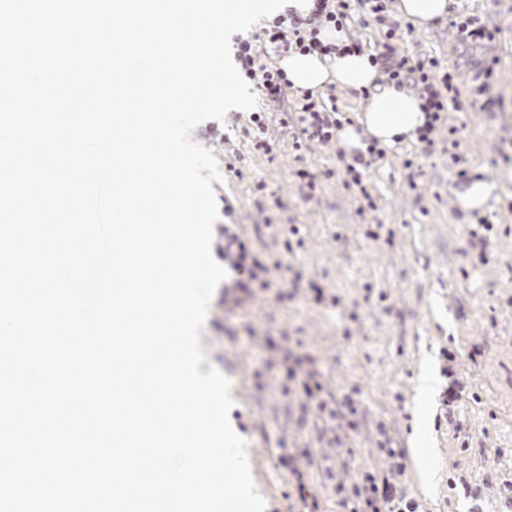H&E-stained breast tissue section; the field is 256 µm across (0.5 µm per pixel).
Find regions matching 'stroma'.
Returning <instances> with one entry per match:
<instances>
[{
	"mask_svg": "<svg viewBox=\"0 0 512 512\" xmlns=\"http://www.w3.org/2000/svg\"><path fill=\"white\" fill-rule=\"evenodd\" d=\"M453 8L492 41L461 43L445 17L426 28L401 20L393 45L453 75L456 134L386 148L361 185L347 184L338 142L295 148L304 99L290 89L257 104L270 115L271 152L244 135L246 112L192 133L224 177L213 186V258L223 261L231 224L257 261L217 286L201 344L231 383L230 422L266 512H306L301 482L322 512H346L352 482L388 471L384 441L404 454L419 512H495L512 477V0ZM475 182L492 193L461 210L457 195ZM486 223L487 249H471ZM427 359L436 386L418 437L412 409ZM454 376L468 394L448 421L440 399ZM309 377L320 387L311 400L300 393ZM346 392L353 408L338 404ZM419 447L431 451L425 474Z\"/></svg>",
	"mask_w": 512,
	"mask_h": 512,
	"instance_id": "35a3bbf8",
	"label": "stroma"
}]
</instances>
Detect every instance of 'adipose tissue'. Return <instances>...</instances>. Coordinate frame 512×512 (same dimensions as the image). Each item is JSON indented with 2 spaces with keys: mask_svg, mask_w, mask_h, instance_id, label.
I'll use <instances>...</instances> for the list:
<instances>
[{
  "mask_svg": "<svg viewBox=\"0 0 512 512\" xmlns=\"http://www.w3.org/2000/svg\"><path fill=\"white\" fill-rule=\"evenodd\" d=\"M281 66L293 89L317 90L335 83L355 91H369L371 98L356 124L345 126L339 134L341 147L350 154L366 150L369 140L379 145H394L396 137H410L425 122L419 95L380 83V73L368 54L320 57L293 51Z\"/></svg>",
  "mask_w": 512,
  "mask_h": 512,
  "instance_id": "ef3b65f1",
  "label": "adipose tissue"
}]
</instances>
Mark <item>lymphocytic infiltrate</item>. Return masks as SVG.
Returning <instances> with one entry per match:
<instances>
[{
    "mask_svg": "<svg viewBox=\"0 0 512 512\" xmlns=\"http://www.w3.org/2000/svg\"><path fill=\"white\" fill-rule=\"evenodd\" d=\"M369 9L378 24L387 28V36H394L397 30L396 22L390 21L385 13L386 0H315L311 15L300 17L290 16L289 32H282L280 26L268 29L265 36L272 45L283 49H297L303 53L315 52L324 56L334 53L342 55L358 52L355 42H344L336 45L323 42L321 33L325 27L342 28L347 18L351 3ZM372 64L378 65L394 81L396 87L411 84L417 88L424 104L422 109L426 121L417 130L419 142L433 144L435 132L443 120L444 112L448 110V95L452 90L453 77L444 72L436 59L412 61L399 54L391 45H384L371 57ZM298 123L304 140L331 141L342 123L335 112L327 110L326 106L318 105L315 101H307L299 114ZM403 472L401 463H394L393 474L376 481L374 477H366L363 482L354 484L352 494L355 499L372 501L375 498L389 505V512H413L414 506L408 500L407 494L399 480Z\"/></svg>",
    "mask_w": 512,
    "mask_h": 512,
    "instance_id": "f902f5d3",
    "label": "lymphocytic infiltrate"
}]
</instances>
